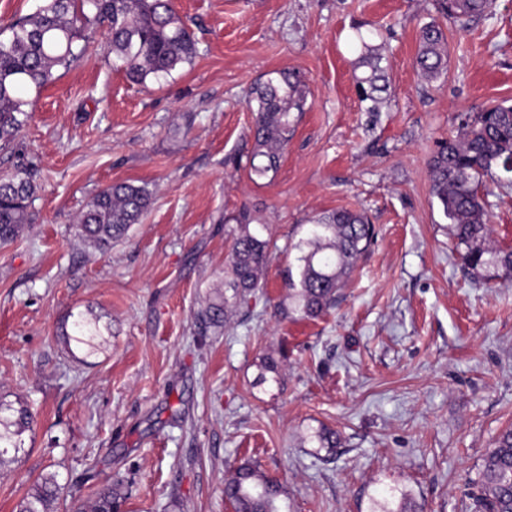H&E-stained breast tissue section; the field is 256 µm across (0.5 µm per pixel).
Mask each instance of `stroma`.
Segmentation results:
<instances>
[{
	"mask_svg": "<svg viewBox=\"0 0 512 512\" xmlns=\"http://www.w3.org/2000/svg\"><path fill=\"white\" fill-rule=\"evenodd\" d=\"M197 41L192 64L146 85L112 65L105 26L88 53L33 98L0 147V178L27 170L32 220L0 246V400L34 413L17 460L0 465V512L40 475L116 481L122 512H232L224 484L256 461L284 483L288 512H372L388 493L411 512H472L485 454L512 425V274L476 280L431 194L428 163L465 115L512 103V0L460 27L436 0H172ZM439 22L448 68L414 67ZM388 79L362 101V44ZM292 70L307 103L273 182L253 180L246 93ZM152 202L106 251L75 218L102 188ZM495 246L512 249V182L488 183ZM364 212L376 237L335 308L283 317L296 245L316 217ZM265 225L273 258L221 327L199 312L223 296L236 219ZM98 319L94 352L66 347L71 315ZM279 381L259 383L263 358ZM335 430L337 447L309 442Z\"/></svg>",
	"mask_w": 512,
	"mask_h": 512,
	"instance_id": "35a3bbf8",
	"label": "stroma"
}]
</instances>
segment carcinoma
Wrapping results in <instances>:
<instances>
[{
    "label": "carcinoma",
    "mask_w": 512,
    "mask_h": 512,
    "mask_svg": "<svg viewBox=\"0 0 512 512\" xmlns=\"http://www.w3.org/2000/svg\"><path fill=\"white\" fill-rule=\"evenodd\" d=\"M495 7L496 0H438L441 15L462 27L474 16L493 13ZM95 23L107 26L113 63L135 84L167 76L197 54L194 35L171 0H41L35 12L10 24L8 34L0 31L1 145L14 141L27 124L32 106L29 93L40 91L52 82L57 68L87 52L86 31ZM361 46L358 64L369 73L357 83L361 99L372 102L368 111L377 112L385 100L387 80L376 49L364 40ZM447 65L445 33L430 22L421 29L415 67L431 82ZM305 101V84L288 71L271 72L251 89L248 104L256 115L250 175L259 180L275 177L294 132V113L304 110ZM511 165L512 105L505 103L465 116L459 135L441 143L430 162L432 194L464 247V267L473 274L491 267L512 272V250L489 244L488 202L483 192V178L506 173ZM33 195L34 185L25 171L0 179V244L13 241L30 223ZM150 201L151 194L143 186L111 184L80 213L77 234L104 252L139 221ZM264 229L246 214L237 224L225 266L224 287L232 294L201 311L202 324H221L231 305L260 287L271 260ZM373 235V225L360 212L342 209L317 217L310 235L295 245L300 253L298 273L288 277L290 303L281 308L282 315L318 318L332 308ZM62 336L91 351L99 336L98 321L80 315L70 329H62ZM30 420L27 407L0 401V463L8 452L22 450L21 436ZM310 442L334 448L336 433L322 428L310 436ZM478 484L476 512H512V428L497 436L483 458ZM64 490L56 474L41 475L18 502L17 512H55ZM224 496L234 512H285L288 508L284 485L250 460L225 482ZM121 505L118 484H106L97 491L91 512H119Z\"/></svg>",
    "instance_id": "1"
}]
</instances>
